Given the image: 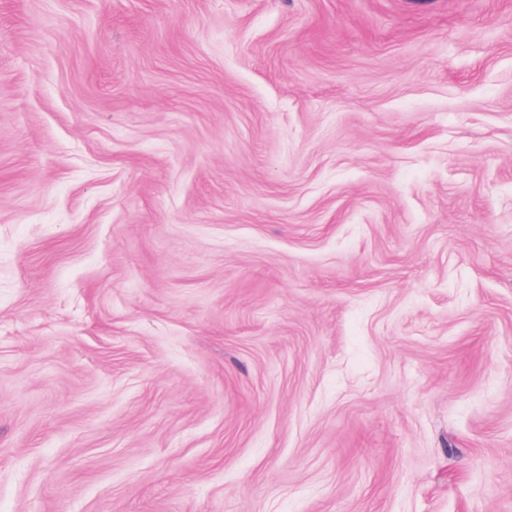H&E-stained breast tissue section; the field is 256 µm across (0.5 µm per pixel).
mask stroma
<instances>
[{
	"label": "stroma",
	"mask_w": 512,
	"mask_h": 512,
	"mask_svg": "<svg viewBox=\"0 0 512 512\" xmlns=\"http://www.w3.org/2000/svg\"><path fill=\"white\" fill-rule=\"evenodd\" d=\"M0 512H512V0H0Z\"/></svg>",
	"instance_id": "35a3bbf8"
}]
</instances>
